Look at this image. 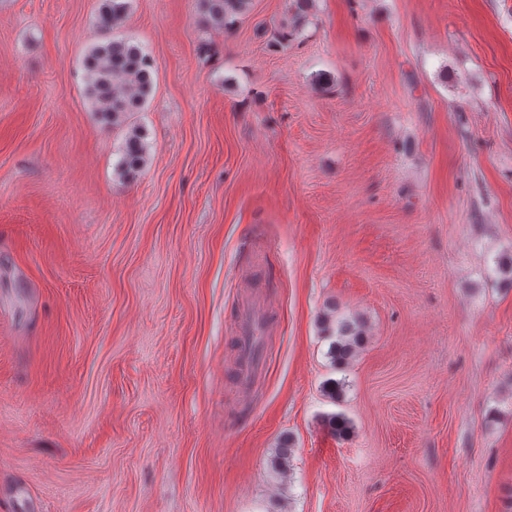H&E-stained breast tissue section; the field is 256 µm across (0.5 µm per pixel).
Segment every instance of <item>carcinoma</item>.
Here are the masks:
<instances>
[{"label": "carcinoma", "mask_w": 512, "mask_h": 512, "mask_svg": "<svg viewBox=\"0 0 512 512\" xmlns=\"http://www.w3.org/2000/svg\"><path fill=\"white\" fill-rule=\"evenodd\" d=\"M214 25L229 29L243 14L249 0H204ZM129 10V0H102L99 24L106 30L120 27ZM87 96L93 111L114 127L126 128L117 174L134 178L146 161L142 132L127 125L129 115L142 109L152 87L153 59L146 49L130 38H112L92 47L83 58ZM323 331L336 337L331 343L333 362L345 364L355 353L363 336L359 324L348 318L323 317Z\"/></svg>", "instance_id": "cac0c4a2"}]
</instances>
